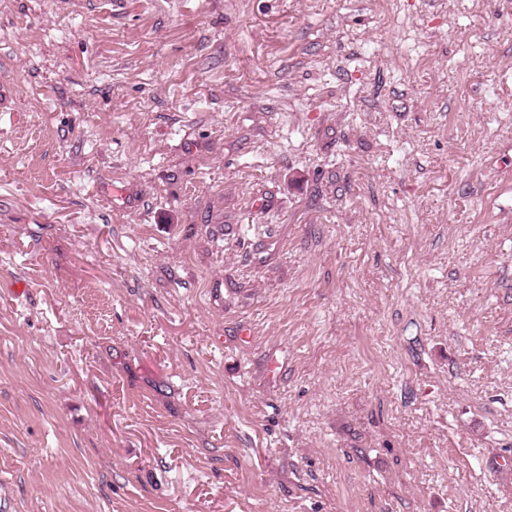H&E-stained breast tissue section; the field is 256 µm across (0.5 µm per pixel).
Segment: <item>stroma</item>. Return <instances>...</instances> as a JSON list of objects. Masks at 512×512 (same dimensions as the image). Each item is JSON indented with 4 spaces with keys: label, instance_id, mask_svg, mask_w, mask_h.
I'll use <instances>...</instances> for the list:
<instances>
[{
    "label": "stroma",
    "instance_id": "35a3bbf8",
    "mask_svg": "<svg viewBox=\"0 0 512 512\" xmlns=\"http://www.w3.org/2000/svg\"><path fill=\"white\" fill-rule=\"evenodd\" d=\"M112 2L0 0V512H512V0Z\"/></svg>",
    "mask_w": 512,
    "mask_h": 512
}]
</instances>
